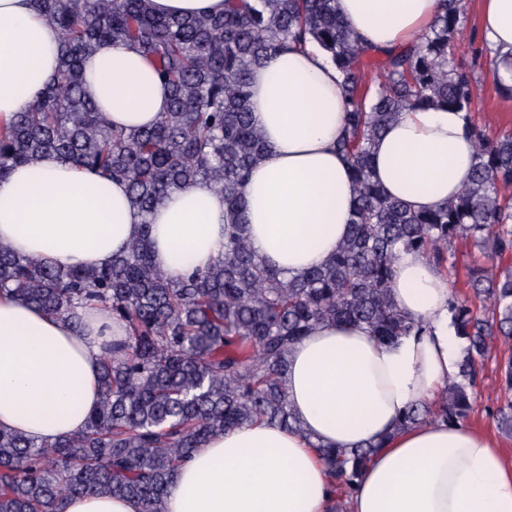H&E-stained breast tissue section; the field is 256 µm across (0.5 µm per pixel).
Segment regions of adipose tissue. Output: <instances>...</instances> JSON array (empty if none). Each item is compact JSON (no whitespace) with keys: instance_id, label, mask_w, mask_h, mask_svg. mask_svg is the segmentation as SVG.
Returning a JSON list of instances; mask_svg holds the SVG:
<instances>
[{"instance_id":"adipose-tissue-1","label":"adipose tissue","mask_w":512,"mask_h":512,"mask_svg":"<svg viewBox=\"0 0 512 512\" xmlns=\"http://www.w3.org/2000/svg\"><path fill=\"white\" fill-rule=\"evenodd\" d=\"M441 0H336L370 49L417 39ZM480 28L498 75L512 84V0H480ZM59 32L33 0H0V122L26 111L52 77ZM89 88L117 126L155 123L168 91L149 61L104 42L84 63ZM341 76L316 45L254 69L251 122L268 150L244 185L248 243L286 275L322 265L345 238L356 203L336 152L345 118ZM463 113L410 108L375 142L372 175L387 195L429 211L457 195L475 163ZM125 182L53 154L0 178V243L59 266L103 267L141 232ZM153 260L174 280L224 251V197L200 183L170 193L151 216ZM451 285L421 253L399 252L391 295L429 328L388 344L367 328L324 323L288 362L291 432L264 423L211 436L167 488L166 512H332L318 449L378 450L346 500L349 512H512V465L470 428L430 421L400 428L412 403L433 400L456 371L461 343L448 317ZM109 309L81 325L0 294V428L34 440L80 435L100 394L105 345L124 336Z\"/></svg>"}]
</instances>
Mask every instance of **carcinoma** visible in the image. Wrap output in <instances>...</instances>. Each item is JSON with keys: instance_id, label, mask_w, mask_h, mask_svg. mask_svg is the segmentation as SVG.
Listing matches in <instances>:
<instances>
[{"instance_id": "obj_1", "label": "carcinoma", "mask_w": 512, "mask_h": 512, "mask_svg": "<svg viewBox=\"0 0 512 512\" xmlns=\"http://www.w3.org/2000/svg\"><path fill=\"white\" fill-rule=\"evenodd\" d=\"M415 43L374 53L336 13V0H224V12L160 15L150 0H36L61 34L55 78L35 104L0 127V177L46 154L122 179L143 230L104 268L59 267L0 244V292L59 317L110 308L126 333L106 349L100 401L83 433L35 442L0 429V512H65L72 498L106 493L165 512L166 489L193 451L218 433L265 422L298 431L286 375L291 348L323 323L361 325L392 343L423 324L390 295L400 250L448 273V247L463 240L482 257L512 256V132L495 137L475 120L473 71L455 59L466 22L460 0ZM107 40L135 48L169 92L151 127L112 126L89 92L84 61ZM322 49L342 74L346 118L336 149L358 197L349 230L324 264L285 276L249 249L243 185L267 145L250 121L249 77L278 50ZM375 58V76L361 71ZM413 107L465 113L477 160L460 195L415 211L373 180L372 146ZM208 183L224 195V254L173 281L153 262L149 216L170 192ZM468 299L449 312L464 342L439 402H416L405 429L429 419L464 424L469 389L489 340H512V269H469ZM512 435V401L496 412ZM379 445L319 448L341 499Z\"/></svg>"}]
</instances>
